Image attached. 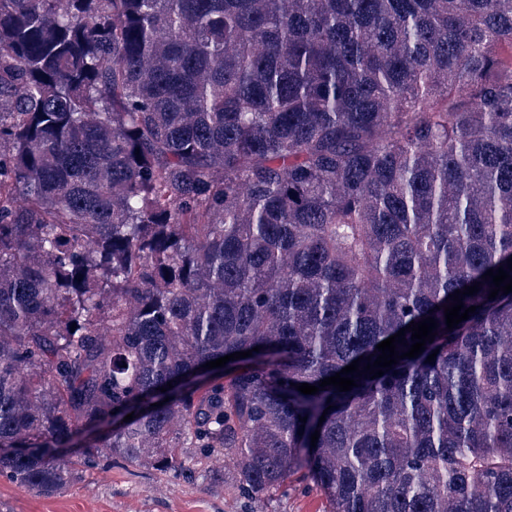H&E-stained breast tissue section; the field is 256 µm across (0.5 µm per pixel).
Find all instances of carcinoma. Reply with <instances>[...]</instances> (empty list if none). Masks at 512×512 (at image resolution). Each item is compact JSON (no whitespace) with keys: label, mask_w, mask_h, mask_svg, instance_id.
<instances>
[{"label":"carcinoma","mask_w":512,"mask_h":512,"mask_svg":"<svg viewBox=\"0 0 512 512\" xmlns=\"http://www.w3.org/2000/svg\"><path fill=\"white\" fill-rule=\"evenodd\" d=\"M511 257L512 0H0L8 480L66 487L55 449L132 412L80 463L191 445L326 512H512ZM427 317L383 376L295 388Z\"/></svg>","instance_id":"carcinoma-1"}]
</instances>
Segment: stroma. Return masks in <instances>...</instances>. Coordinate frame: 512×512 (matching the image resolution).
I'll use <instances>...</instances> for the list:
<instances>
[{
    "mask_svg": "<svg viewBox=\"0 0 512 512\" xmlns=\"http://www.w3.org/2000/svg\"><path fill=\"white\" fill-rule=\"evenodd\" d=\"M183 469L100 457L81 466L65 489L39 495L0 476V512H323L316 489L243 496L231 465L186 448Z\"/></svg>",
    "mask_w": 512,
    "mask_h": 512,
    "instance_id": "1",
    "label": "stroma"
}]
</instances>
